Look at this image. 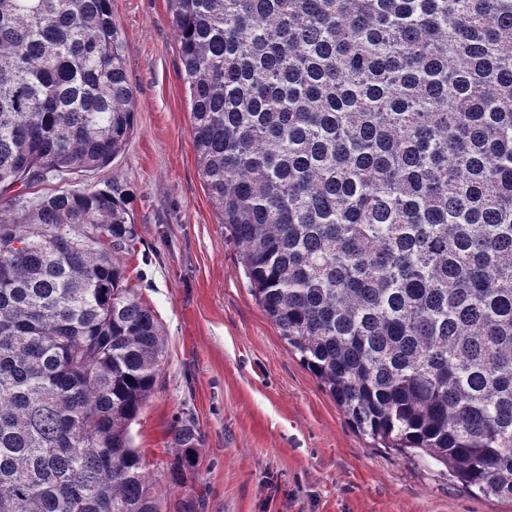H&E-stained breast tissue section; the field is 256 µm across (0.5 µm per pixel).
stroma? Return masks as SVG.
Segmentation results:
<instances>
[{
  "label": "stroma",
  "mask_w": 512,
  "mask_h": 512,
  "mask_svg": "<svg viewBox=\"0 0 512 512\" xmlns=\"http://www.w3.org/2000/svg\"><path fill=\"white\" fill-rule=\"evenodd\" d=\"M126 43L135 132L81 181L129 193L138 238L118 254L157 315L167 354L131 426L153 478L178 422L199 431L198 464L167 484L163 512H512L429 462L362 435L252 295L199 174L168 0H111Z\"/></svg>",
  "instance_id": "stroma-1"
}]
</instances>
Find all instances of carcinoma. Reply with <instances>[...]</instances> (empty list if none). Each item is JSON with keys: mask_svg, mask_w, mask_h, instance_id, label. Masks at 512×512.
Listing matches in <instances>:
<instances>
[{"mask_svg": "<svg viewBox=\"0 0 512 512\" xmlns=\"http://www.w3.org/2000/svg\"><path fill=\"white\" fill-rule=\"evenodd\" d=\"M200 174L357 429L512 500V0H170ZM134 131L111 0H0V196ZM116 182L0 209V512H161L130 425L166 341ZM166 473L197 465L186 420Z\"/></svg>", "mask_w": 512, "mask_h": 512, "instance_id": "cac0c4a2", "label": "carcinoma"}]
</instances>
